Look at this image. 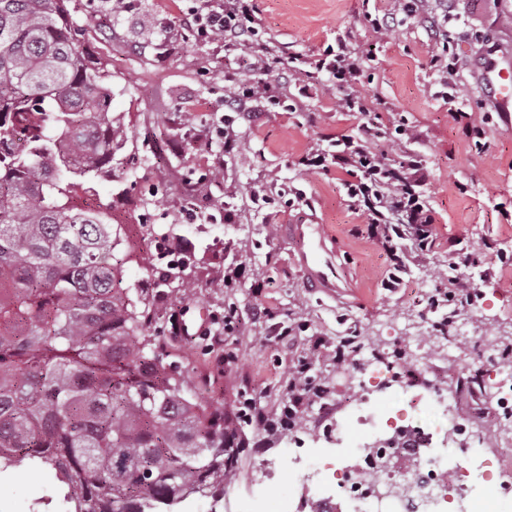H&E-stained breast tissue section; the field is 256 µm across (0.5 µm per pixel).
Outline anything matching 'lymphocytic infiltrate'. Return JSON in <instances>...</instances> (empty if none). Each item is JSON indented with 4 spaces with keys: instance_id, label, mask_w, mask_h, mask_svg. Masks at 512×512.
Instances as JSON below:
<instances>
[{
    "instance_id": "1",
    "label": "lymphocytic infiltrate",
    "mask_w": 512,
    "mask_h": 512,
    "mask_svg": "<svg viewBox=\"0 0 512 512\" xmlns=\"http://www.w3.org/2000/svg\"><path fill=\"white\" fill-rule=\"evenodd\" d=\"M256 13L253 0H201L194 13L193 30L198 39L219 41L228 52L253 45L256 69L269 72L280 59L266 44L254 43ZM364 64V56L350 50L341 39L313 63L315 73L327 74L331 86L340 90L336 105L341 111L365 116L373 108L372 101L358 88ZM380 136L379 127L364 121L358 135L310 149L301 162L311 169L325 170L334 165L349 173L345 184L349 206L364 217L372 233L383 238L394 269L389 283L396 286L410 250L423 251L432 245L433 217L421 191V160L410 156L400 166L389 164L373 147Z\"/></svg>"
}]
</instances>
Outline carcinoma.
Returning a JSON list of instances; mask_svg holds the SVG:
<instances>
[{
  "instance_id": "carcinoma-1",
  "label": "carcinoma",
  "mask_w": 512,
  "mask_h": 512,
  "mask_svg": "<svg viewBox=\"0 0 512 512\" xmlns=\"http://www.w3.org/2000/svg\"><path fill=\"white\" fill-rule=\"evenodd\" d=\"M68 0H0V474L48 471L63 512H181L224 491L250 422L202 400L130 284L123 225L77 203L123 170L112 73Z\"/></svg>"
}]
</instances>
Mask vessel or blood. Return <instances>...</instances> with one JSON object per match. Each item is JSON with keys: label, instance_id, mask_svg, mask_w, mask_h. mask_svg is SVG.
I'll list each match as a JSON object with an SVG mask.
<instances>
[{"label": "vessel or blood", "instance_id": "obj_1", "mask_svg": "<svg viewBox=\"0 0 512 512\" xmlns=\"http://www.w3.org/2000/svg\"><path fill=\"white\" fill-rule=\"evenodd\" d=\"M487 82L500 110L512 112V71L489 68ZM283 233L296 246L294 263L307 288L329 297L349 288L350 281L341 271L332 239L312 215H302L294 223L284 225Z\"/></svg>", "mask_w": 512, "mask_h": 512}]
</instances>
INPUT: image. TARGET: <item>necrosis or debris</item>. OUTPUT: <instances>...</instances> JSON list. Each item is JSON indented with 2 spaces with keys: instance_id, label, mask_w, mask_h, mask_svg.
Wrapping results in <instances>:
<instances>
[{
  "instance_id": "4bbe7bcc",
  "label": "necrosis or debris",
  "mask_w": 512,
  "mask_h": 512,
  "mask_svg": "<svg viewBox=\"0 0 512 512\" xmlns=\"http://www.w3.org/2000/svg\"><path fill=\"white\" fill-rule=\"evenodd\" d=\"M361 375L360 393L347 413L364 427L359 453L345 467L326 456L305 468L301 480L307 485L318 471L328 472L332 493L302 498L293 512H336L340 503L346 512H431L451 497L464 512H490L504 483L487 487L478 501L468 496L469 477L480 463L493 464L501 473L512 470V460L499 454L500 447L512 446V432L488 435L480 423L454 411L453 395L444 388L433 386L416 400L404 401L394 361L365 359ZM482 380L494 390L490 409L497 423L512 421V365L499 363ZM463 444L481 449L479 463L448 456V449ZM395 455L408 460L406 471L378 469V461Z\"/></svg>"
}]
</instances>
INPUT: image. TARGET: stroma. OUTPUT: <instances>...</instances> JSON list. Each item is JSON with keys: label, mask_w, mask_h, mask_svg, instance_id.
<instances>
[{"label": "stroma", "mask_w": 512, "mask_h": 512, "mask_svg": "<svg viewBox=\"0 0 512 512\" xmlns=\"http://www.w3.org/2000/svg\"><path fill=\"white\" fill-rule=\"evenodd\" d=\"M194 5L140 0L128 12L115 0H69L68 8L84 45L112 74L111 110L128 133L124 166L145 175L138 182L100 179L97 203L110 208L116 224L165 225L171 240L194 257L193 293L161 289L155 327L172 359L188 365L187 377L201 386L202 398L229 413L245 396L274 417L289 400L290 373L307 361L311 383L300 408L308 426H315L321 403L316 388L346 397L358 392L357 369L336 364L341 337L358 336L367 357L398 336L410 345L423 341L442 319L429 299L447 287L452 255L469 256L465 277L480 294L478 305L455 315L468 326L467 349L457 353L455 367L434 357L418 376H404L401 386L451 385L456 372L473 365L478 347L512 337V263L502 259L512 252V121L494 106L482 65L487 44L496 47V61H512V0H452L448 19L431 2L413 15H398L382 35L366 17L365 0H256L260 36L281 60L265 82L298 88L303 76L292 59L311 58L345 39L366 58L361 89L374 102L370 122L384 131L377 150L395 164L408 155L422 161L436 243L411 255L395 288L385 285L387 252L348 206L345 171L312 173L298 163L322 140L358 134V120L336 106L337 90L322 75L294 110L260 100L250 112L225 111L224 100L235 89L229 74L253 77L245 67L250 51L228 56L220 45L197 40L184 25ZM170 27L183 41L174 52L159 54ZM444 51L457 63L462 97L456 113L438 96L441 71L432 57ZM401 124L412 127L413 140L399 139ZM220 127L232 137L224 169L194 201L208 214L225 203L233 218L184 223L185 183L198 179ZM304 210L336 242L342 271L353 283L342 298L309 292L291 260L294 247L280 228ZM490 267L495 277L486 276ZM233 445L239 450L233 483L221 500L190 499L189 512H248L252 492L261 490L276 499L304 496L296 480L303 465L289 457L287 436L268 434L254 421ZM273 459L281 468L263 480ZM53 492L50 474H14L0 481V512H35Z\"/></svg>", "instance_id": "35a3bbf8"}]
</instances>
